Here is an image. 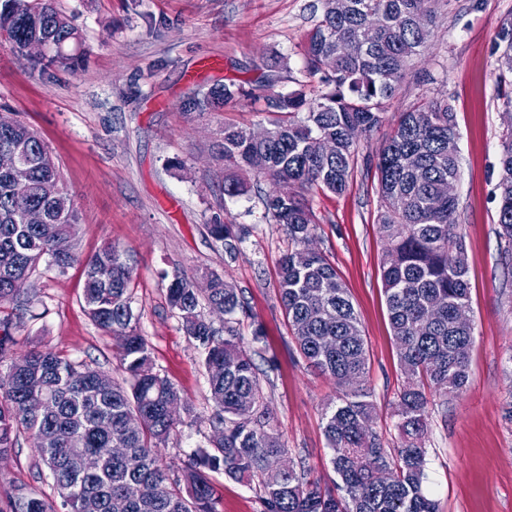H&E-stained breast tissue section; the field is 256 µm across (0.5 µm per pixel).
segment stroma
Returning <instances> with one entry per match:
<instances>
[{
    "label": "stroma",
    "instance_id": "stroma-1",
    "mask_svg": "<svg viewBox=\"0 0 512 512\" xmlns=\"http://www.w3.org/2000/svg\"><path fill=\"white\" fill-rule=\"evenodd\" d=\"M78 28L82 44L67 65L40 70L0 45V110L32 127L46 143L79 221L76 252L105 245L125 251L133 268L129 296L157 370L194 408L162 451L169 475L204 446L214 410L199 349L167 303L174 271H215L243 289L265 336L253 343L249 321L237 327L253 351L264 395L289 459L304 457L311 476L329 474L325 413L340 394L296 348L277 297L278 266L290 243L263 217L261 198L224 193L214 160L224 126L260 129L273 119L266 98L322 86L309 76L304 49L321 11L317 0H53ZM512 17V0H449L433 37L391 101L384 128L361 137L349 189L311 190L312 246L335 267L360 320L367 353L363 384L373 405L370 426L385 445L400 441L398 396L407 383L390 328L377 228L379 198L372 167L400 112L418 101L448 104L458 131L456 186L459 232L471 286L474 343L465 393L434 397L425 436L424 489L440 512H512V278L499 263L496 183L503 109L496 98L495 35ZM236 97L216 112H189L185 103L217 85ZM232 222L241 238L228 259L209 235L213 215ZM81 265L66 272L39 267L21 287L32 316L0 306L12 324L16 353L50 349L122 380L112 339L88 317ZM253 319V320H254ZM220 512H258L254 485L211 475ZM36 493L61 500L40 473L35 441L21 434L0 461V512H15Z\"/></svg>",
    "mask_w": 512,
    "mask_h": 512
}]
</instances>
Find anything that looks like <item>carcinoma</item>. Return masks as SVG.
Instances as JSON below:
<instances>
[{
    "label": "carcinoma",
    "mask_w": 512,
    "mask_h": 512,
    "mask_svg": "<svg viewBox=\"0 0 512 512\" xmlns=\"http://www.w3.org/2000/svg\"><path fill=\"white\" fill-rule=\"evenodd\" d=\"M321 18L306 47L307 71L319 77L322 91L274 92L268 111L281 115L256 139L253 130L226 126L216 155L224 162V194L250 188L252 174L278 185L264 199L265 217L282 226L293 249L280 260L278 296L301 355L320 374L344 389L326 413L324 434L336 478L325 485L308 479L305 459L285 472L267 462L288 454L275 430L258 367L235 333L239 318L251 317L242 289L208 271L210 288L197 294L195 276L176 271L168 303L184 333L201 349L214 411L207 438L172 480L160 450L196 414L179 390L155 369L151 346L138 328L128 290L133 269L124 251L108 244L83 260L84 302L92 322L112 335L127 375L120 384L96 367L50 350L13 352L8 326L0 328V364L9 380L0 384V455L12 452L18 433L35 437L40 464L67 512H81L80 497L92 496L101 512H219L210 473L258 485L259 512H438L423 490L429 400L425 387L445 397L462 393L470 378L473 323L455 314L470 308V282L458 233L457 200L438 199L436 185L458 177V138L452 109L442 103H414L402 112L375 164L381 212L378 232L385 248L381 278L400 367L408 385L398 403L401 446L385 448L367 425L372 404L362 386L367 355L360 322L347 288L326 256L313 251L300 266L294 255L313 236L314 215L304 191L318 187L346 191L353 179L358 141L380 129L414 58L433 35L438 0H319ZM49 45L34 67L63 63L81 36L71 18L52 0H0V40L26 54L27 43ZM498 100L512 108V21L495 36ZM239 94L228 85L210 91L217 110ZM22 149L31 163L30 179L18 188L0 172V303L24 314L28 302L7 288L15 276L30 275L44 263L63 273L80 261L74 251L78 214L66 189L55 199L40 194V184L61 177L39 134L15 118L0 124V152ZM498 197L499 261L512 272V131L502 141ZM31 208L45 211L44 224H27ZM207 229L224 252L235 258L239 238L232 225L214 216ZM224 307L223 326L208 319L203 305ZM42 389L49 405L27 412L24 398ZM125 448L115 459L110 449ZM98 457L94 474L82 469L81 454ZM385 469L388 481L375 473ZM141 494L127 499L125 484ZM22 512H55L32 493Z\"/></svg>",
    "instance_id": "carcinoma-1"
}]
</instances>
